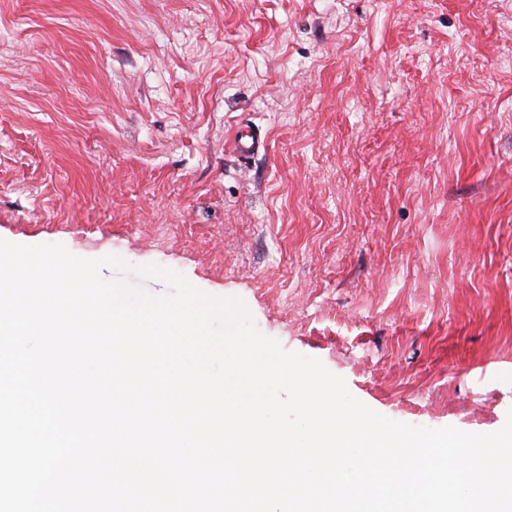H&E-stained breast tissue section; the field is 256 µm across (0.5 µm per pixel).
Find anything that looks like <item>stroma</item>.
I'll return each mask as SVG.
<instances>
[{
	"label": "stroma",
	"mask_w": 512,
	"mask_h": 512,
	"mask_svg": "<svg viewBox=\"0 0 512 512\" xmlns=\"http://www.w3.org/2000/svg\"><path fill=\"white\" fill-rule=\"evenodd\" d=\"M0 239L172 270L380 415L496 432L512 0H0ZM264 147L265 143L261 139L259 129L250 126H241L237 129L234 136V148L238 155L248 159L258 154Z\"/></svg>",
	"instance_id": "1"
}]
</instances>
